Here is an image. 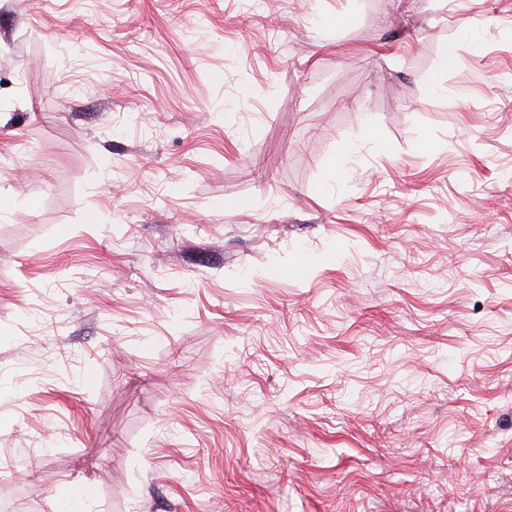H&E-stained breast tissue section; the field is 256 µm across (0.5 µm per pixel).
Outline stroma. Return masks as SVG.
I'll list each match as a JSON object with an SVG mask.
<instances>
[{
	"mask_svg": "<svg viewBox=\"0 0 512 512\" xmlns=\"http://www.w3.org/2000/svg\"><path fill=\"white\" fill-rule=\"evenodd\" d=\"M7 491L512 512V0H0Z\"/></svg>",
	"mask_w": 512,
	"mask_h": 512,
	"instance_id": "35a3bbf8",
	"label": "stroma"
}]
</instances>
